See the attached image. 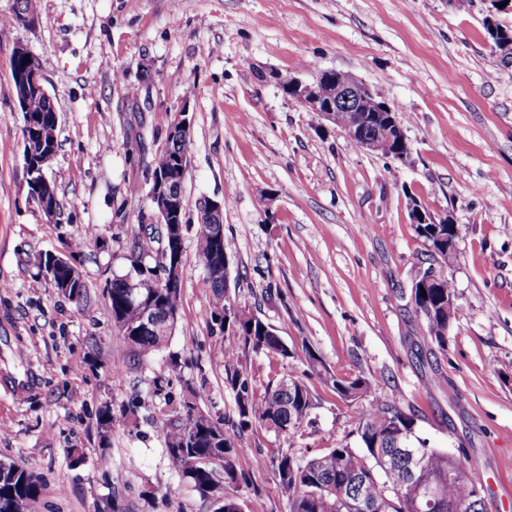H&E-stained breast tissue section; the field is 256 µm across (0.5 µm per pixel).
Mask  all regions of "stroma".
Instances as JSON below:
<instances>
[{
    "mask_svg": "<svg viewBox=\"0 0 512 512\" xmlns=\"http://www.w3.org/2000/svg\"><path fill=\"white\" fill-rule=\"evenodd\" d=\"M14 4L0 0V375L28 389L18 399L0 387V458L38 477L35 512H213L171 468L159 428L189 405L234 442L249 512H288L279 453L305 459L354 440L355 407L307 364L308 349L335 374L371 379L373 397L410 415L430 447L465 452L488 512H512V64L484 29L491 14L512 28V10L493 13L490 0H40L42 22L27 30L7 25ZM19 42L39 57L58 112L53 223L28 195L10 70ZM329 69L400 113L408 162L356 148L277 80L311 83ZM182 110L181 304L167 343L142 356L104 290L130 268L131 228L153 219L151 166ZM206 199L224 203L232 298L293 357L227 359L203 319L211 290L195 234ZM416 206L458 228L448 270L458 311L442 351L411 303L430 262ZM90 226L80 311L33 259ZM99 347L121 374L93 366ZM232 369L257 395L302 379L316 400L310 423L290 435L240 428Z\"/></svg>",
    "mask_w": 512,
    "mask_h": 512,
    "instance_id": "obj_1",
    "label": "stroma"
}]
</instances>
